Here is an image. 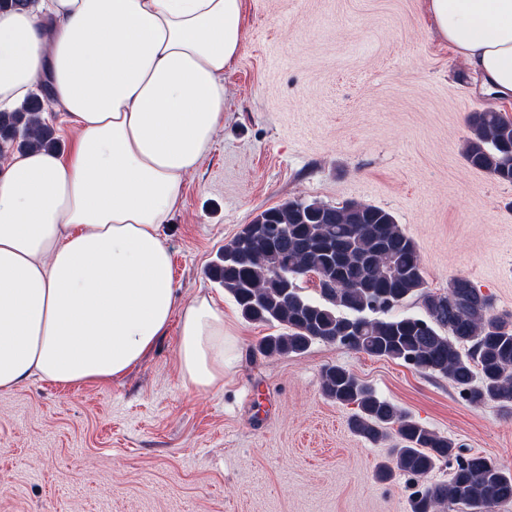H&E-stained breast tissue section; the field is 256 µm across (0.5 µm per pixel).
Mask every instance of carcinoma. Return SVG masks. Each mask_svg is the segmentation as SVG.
<instances>
[{"label":"carcinoma","mask_w":512,"mask_h":512,"mask_svg":"<svg viewBox=\"0 0 512 512\" xmlns=\"http://www.w3.org/2000/svg\"><path fill=\"white\" fill-rule=\"evenodd\" d=\"M41 111L38 96L0 110V156L59 148ZM468 122L466 161L512 183V118L486 110ZM309 273L318 278L316 297L299 284ZM207 274L245 320L281 327L254 353L301 354L315 341L336 343L446 377L472 405L496 402L512 410V313L495 311L490 296L463 277L451 278L442 294L431 293L415 243L383 208L289 200L244 225ZM412 297L421 299L424 314L396 313ZM322 390L356 406L348 421L356 436L377 443L396 429L398 447L378 476L385 481L399 471L413 479L410 512L453 505L495 512L512 503L511 471L409 418L345 367L326 368ZM441 464L448 480L427 482Z\"/></svg>","instance_id":"carcinoma-1"}]
</instances>
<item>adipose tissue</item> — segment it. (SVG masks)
<instances>
[{"label": "adipose tissue", "mask_w": 512, "mask_h": 512, "mask_svg": "<svg viewBox=\"0 0 512 512\" xmlns=\"http://www.w3.org/2000/svg\"><path fill=\"white\" fill-rule=\"evenodd\" d=\"M439 36L512 99V0H425ZM243 0H38L0 12V109L43 88L69 154L0 164V391L122 379L178 327L183 386L224 385L238 337L182 299L163 233L224 125Z\"/></svg>", "instance_id": "obj_1"}]
</instances>
